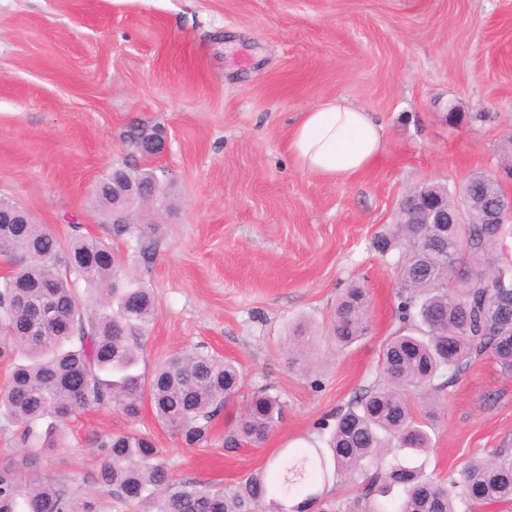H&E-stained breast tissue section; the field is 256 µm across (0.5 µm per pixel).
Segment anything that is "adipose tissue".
Instances as JSON below:
<instances>
[{"label":"adipose tissue","instance_id":"ef3b65f1","mask_svg":"<svg viewBox=\"0 0 512 512\" xmlns=\"http://www.w3.org/2000/svg\"><path fill=\"white\" fill-rule=\"evenodd\" d=\"M383 148L382 125L371 112L342 96L302 113L288 142L300 169L335 183L360 174Z\"/></svg>","mask_w":512,"mask_h":512}]
</instances>
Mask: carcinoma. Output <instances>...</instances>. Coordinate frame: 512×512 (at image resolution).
Masks as SVG:
<instances>
[{
	"mask_svg": "<svg viewBox=\"0 0 512 512\" xmlns=\"http://www.w3.org/2000/svg\"><path fill=\"white\" fill-rule=\"evenodd\" d=\"M149 169H125L134 189L112 190V174L96 185L107 213L130 217L156 197ZM500 181L469 175L448 211L466 223L430 238L422 224H395L383 247L400 246L401 326L380 349L383 384L336 413L328 448H302L255 470L229 489L177 481L163 449L143 434L95 435L101 462L90 482L139 512H512V446L466 461L459 478L443 482L427 470L432 438L413 402L429 405L471 363L486 356L512 376V265L501 250L512 222L480 224L499 208ZM0 224V362L10 366L0 389V419L16 428L27 452L0 465V512H99L93 494H79L39 477L42 451L58 448L64 423L76 412L116 407L131 420L150 403L157 422L188 445L208 440L215 417L241 389L238 366L203 345L161 362L150 379L137 371L138 338L155 318L150 289L131 276L111 247L74 235L63 245L44 224ZM150 224H114L135 249H152ZM460 264L480 272L464 281ZM116 304L112 313L82 311L79 284ZM370 328L364 288L354 285L336 303L331 335L340 347ZM284 403L267 387L244 399L224 437L228 449L262 442L281 422ZM354 489L327 498L329 483ZM296 505L286 509L283 501Z\"/></svg>",
	"mask_w": 512,
	"mask_h": 512,
	"instance_id": "carcinoma-1",
	"label": "carcinoma"
}]
</instances>
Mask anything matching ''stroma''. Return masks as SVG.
I'll list each match as a JSON object with an SVG mask.
<instances>
[{
	"instance_id": "1",
	"label": "stroma",
	"mask_w": 512,
	"mask_h": 512,
	"mask_svg": "<svg viewBox=\"0 0 512 512\" xmlns=\"http://www.w3.org/2000/svg\"><path fill=\"white\" fill-rule=\"evenodd\" d=\"M341 95L381 121L385 149L363 173L329 183L288 151L301 112ZM456 117H449V105ZM163 128L155 155L127 135ZM512 143V0H0V197L60 241L73 226L111 240L153 292L140 372L204 345L234 361L243 392L286 404L265 441L228 450L230 400L207 443L188 446L143 408L75 413L43 476L82 491L98 466L89 435L137 432L163 448L174 479L219 488L300 449L324 445L334 414L382 383L378 355L399 325L398 251L377 240L412 188L456 189L497 174ZM153 170L154 248L112 239L94 188L112 167ZM359 283L371 330L337 348L336 298ZM310 342L290 351L297 325ZM431 469L457 474L512 444V377L472 363L438 394ZM95 491V490H94Z\"/></svg>"
}]
</instances>
